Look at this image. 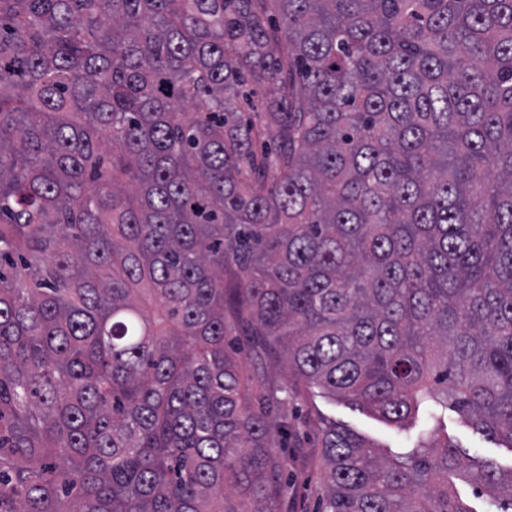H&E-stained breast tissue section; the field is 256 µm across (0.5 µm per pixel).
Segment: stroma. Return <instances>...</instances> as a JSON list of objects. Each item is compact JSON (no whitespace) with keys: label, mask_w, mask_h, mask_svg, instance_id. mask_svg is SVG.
Returning <instances> with one entry per match:
<instances>
[{"label":"stroma","mask_w":512,"mask_h":512,"mask_svg":"<svg viewBox=\"0 0 512 512\" xmlns=\"http://www.w3.org/2000/svg\"><path fill=\"white\" fill-rule=\"evenodd\" d=\"M238 346L242 357L257 368L266 392L279 394L289 386L284 361L273 357L255 359L253 339L249 336L239 337ZM285 413L288 428L298 435L301 445L288 451V469L284 474L288 499L283 512H322L324 508L329 465L320 442L323 421L332 420L355 429L379 445L386 455L412 447L415 442L414 430L396 427L362 407L329 397L318 389L289 397ZM445 422L454 443L469 454L505 468L512 466V449L484 437L457 412H449Z\"/></svg>","instance_id":"stroma-1"}]
</instances>
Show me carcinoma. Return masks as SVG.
Masks as SVG:
<instances>
[{
	"label": "carcinoma",
	"instance_id": "1",
	"mask_svg": "<svg viewBox=\"0 0 512 512\" xmlns=\"http://www.w3.org/2000/svg\"><path fill=\"white\" fill-rule=\"evenodd\" d=\"M239 334L438 435L325 512H512V0H0V512H281ZM445 422L448 427V436H451L454 443L469 454H476L483 460L494 461L504 468L512 464L511 448L487 439L457 412L448 409ZM456 486V491L466 506L475 512H497L498 505L496 501L485 495L477 494L473 485L466 479L451 476L450 478Z\"/></svg>",
	"mask_w": 512,
	"mask_h": 512
}]
</instances>
